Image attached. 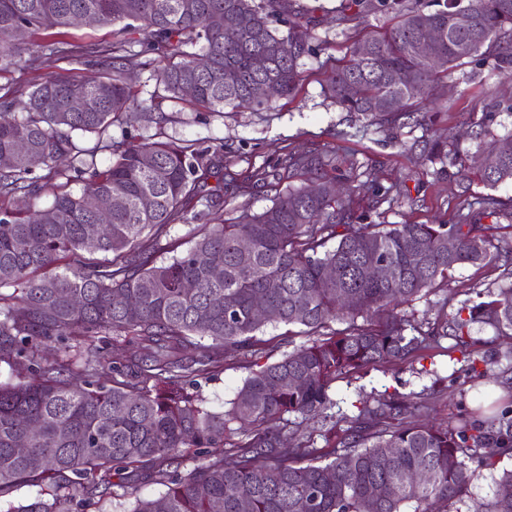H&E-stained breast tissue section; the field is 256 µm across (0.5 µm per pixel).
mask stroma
Instances as JSON below:
<instances>
[{
    "mask_svg": "<svg viewBox=\"0 0 512 512\" xmlns=\"http://www.w3.org/2000/svg\"><path fill=\"white\" fill-rule=\"evenodd\" d=\"M305 2L319 24L311 42L312 53L300 61L303 81L294 98L279 100L268 112L242 110L221 117L196 111L185 101H166L162 104L167 115L163 125L136 115L109 128L107 135L116 142L153 135L200 148H224L223 207L201 222L168 225L162 243H175L184 250L204 224L234 223L245 209L263 211L278 187L273 177L275 164L291 153L328 155L337 180L350 176L372 179L389 189L386 199L369 194L357 198L355 209L367 224H435L454 217L463 196L486 195L479 181L430 158L422 143L437 138L451 148L487 154L494 140L512 135V111L506 108L512 102V77L499 74L487 62L465 64L454 71L450 81L435 88L436 111L429 125L409 121L394 133L376 129L362 116L343 110L323 88L332 68L349 58L355 43L369 32L394 24L393 13L372 10L358 26L348 28L334 21L338 0ZM114 37L112 28L101 26L30 32L26 39L31 44L59 39L81 46L87 56L80 63L47 58L37 70L18 67L1 72L0 88L33 82L45 73L60 78L94 75L101 70L95 49ZM500 282V268L466 265L448 282L402 306L400 313L411 324L423 327L452 314L463 302L476 300L478 294L495 290ZM452 344V339L445 338L412 360L378 362L338 379L331 392L336 402L334 417L353 415L357 404L373 401L377 394L393 388L412 395L422 414L444 426L455 425L464 409L512 406V392L466 373V364ZM248 373L244 360L228 356L222 370L200 382L208 407L228 409ZM452 374L457 377L453 383L448 380Z\"/></svg>",
    "mask_w": 512,
    "mask_h": 512,
    "instance_id": "1",
    "label": "stroma"
}]
</instances>
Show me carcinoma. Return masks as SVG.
<instances>
[{
	"mask_svg": "<svg viewBox=\"0 0 512 512\" xmlns=\"http://www.w3.org/2000/svg\"><path fill=\"white\" fill-rule=\"evenodd\" d=\"M364 4L340 0L336 24L359 23ZM377 4L398 21L358 42L327 79V93L344 110L394 125L416 104L422 123L432 89L463 64L490 60L512 76V0H444L433 10L420 0ZM82 14L116 28V39L96 50L115 62L112 73L47 76L0 96V362L26 371L15 383L0 382V502L27 484L47 498L10 512L82 510L115 487L133 498L121 512H300L302 503L307 512H512V495L501 494L512 489V467H497L512 459L511 408L465 413L442 428L419 418L408 396L385 391L344 418L346 429L328 415L337 379L382 360L406 361L442 338L454 340L471 373L496 381L490 360L473 356L470 329L483 324L512 335L508 264L497 291L425 331L397 308L461 266L501 260L482 219H512V199H465L447 224H361L353 197L376 191L373 183L359 181L338 199L324 156L290 154L275 177L300 171L315 181L286 187L234 224L209 225L185 252L159 262L144 238L158 239L168 225L216 205L223 148L152 138L114 144L107 130L134 110L161 123L163 101L184 99L187 85L191 104L220 117L227 109H271L258 95L268 83L278 96H294L300 59L310 51L309 9L294 0H0V72L36 69L46 56L80 59L65 42L34 51L16 32L70 28ZM427 28L441 37L421 55L415 43ZM134 33L145 49L132 50ZM152 53L166 64L155 65ZM142 70L155 80L148 100L133 94L131 73ZM78 97L95 107L69 111ZM20 142L46 174L16 152ZM499 143L494 161L446 152L436 141L424 148L494 189L512 183V136ZM102 152L111 155L105 168L96 162ZM57 179L83 188L53 193L45 209L4 205L19 193L36 198ZM101 204L110 206L107 224L98 220ZM341 225L346 232L337 231ZM85 251L110 258L88 262ZM377 262L393 267L392 279L370 275ZM257 301L270 312L264 321L252 316ZM364 314L367 324L356 325ZM336 321L348 327L323 333ZM267 324L302 326L307 341L284 340L293 349L251 371L226 411L187 391L223 367L224 352L263 353L256 333ZM58 339L66 341L62 353L43 358L39 347ZM288 415L320 422L328 451L302 435L286 438ZM242 420L251 429L234 441L233 424ZM228 446L234 463L224 460ZM485 469L497 473L496 490L476 503L471 489ZM422 471L430 478L414 480ZM152 481L166 487L162 496L135 495V485Z\"/></svg>",
	"mask_w": 512,
	"mask_h": 512,
	"instance_id": "carcinoma-1",
	"label": "carcinoma"
}]
</instances>
